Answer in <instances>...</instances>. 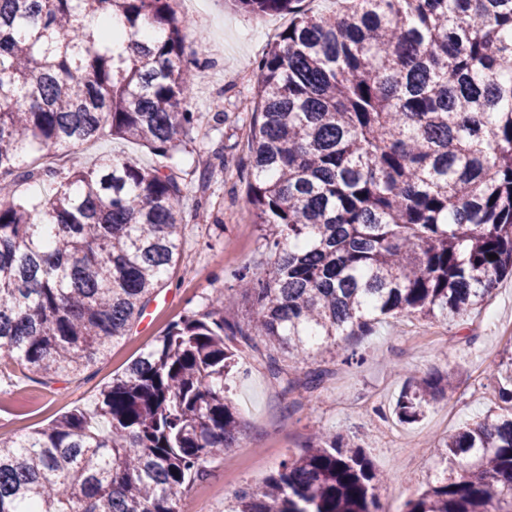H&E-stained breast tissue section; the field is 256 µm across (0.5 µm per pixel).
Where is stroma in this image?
I'll return each instance as SVG.
<instances>
[{
    "instance_id": "stroma-1",
    "label": "stroma",
    "mask_w": 512,
    "mask_h": 512,
    "mask_svg": "<svg viewBox=\"0 0 512 512\" xmlns=\"http://www.w3.org/2000/svg\"><path fill=\"white\" fill-rule=\"evenodd\" d=\"M176 9L206 37L186 101L187 109L201 113L204 121L193 131L187 151L177 156L188 187L180 203L186 230L178 264L131 334L111 347L104 361L52 380L21 368L1 374L2 439L27 436L74 406H90L100 389L122 375L172 321L189 311H205L213 290L231 285L233 267L248 264L261 275L269 269L264 241L243 208L250 180L247 140L255 61L289 18L257 19L224 0H199L193 9L178 0ZM217 111L227 114L219 125L211 121ZM346 344L364 355V364L350 367L329 353L309 360V367L329 369L331 375L318 390L302 396L284 393L271 380L264 352L244 351L240 374L228 392L243 420L242 435L231 454L207 460L205 478L187 488L192 512H224L235 490L261 485L283 459L300 452L317 428L350 431L363 439L383 476L380 500L402 504L416 497L441 468L436 442L499 406L487 375L512 346V277H503L488 301L462 319L392 318ZM436 368L457 372L454 390L430 404L420 423L401 424L392 406L406 376Z\"/></svg>"
}]
</instances>
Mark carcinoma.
<instances>
[{
	"instance_id": "cac0c4a2",
	"label": "carcinoma",
	"mask_w": 512,
	"mask_h": 512,
	"mask_svg": "<svg viewBox=\"0 0 512 512\" xmlns=\"http://www.w3.org/2000/svg\"><path fill=\"white\" fill-rule=\"evenodd\" d=\"M290 23L257 61L245 206L270 270L231 271L205 312L171 323L91 408L0 439V512H188L202 462L237 447L226 395L239 351L307 363L393 316L462 319L512 274V0H230ZM176 0H0V372L46 377L98 362L128 335L179 259L185 183L132 156L75 160L44 200L42 160L104 135L168 161L199 117L183 109L205 45ZM125 18L124 55L87 14ZM147 26L162 36L137 40ZM497 255L491 259L490 255ZM242 300L251 317L230 320ZM312 392L326 368L291 374ZM500 412L435 445L444 476L404 512H512V352L488 374ZM455 373L409 376L394 409L419 422ZM361 439L315 433L224 512H380ZM53 167L56 168L55 176L48 180L33 181L23 184L19 187L17 194L20 195V199L28 203H36L37 201L51 195L55 192V189L60 185L68 181L71 172L69 170L70 164L65 160H56L54 158L47 159Z\"/></svg>"
}]
</instances>
